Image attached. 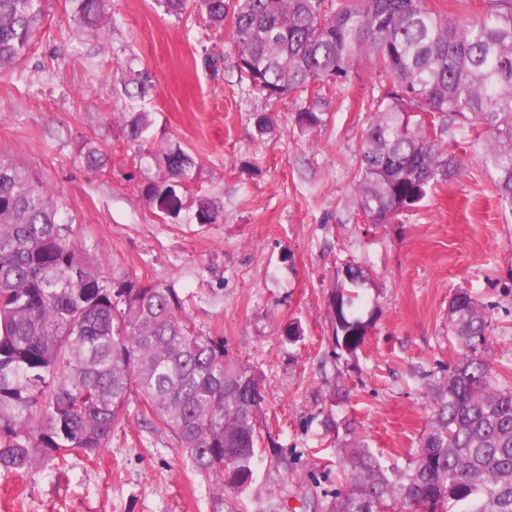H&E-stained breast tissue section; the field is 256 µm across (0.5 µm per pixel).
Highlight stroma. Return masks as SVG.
<instances>
[{
  "mask_svg": "<svg viewBox=\"0 0 512 512\" xmlns=\"http://www.w3.org/2000/svg\"><path fill=\"white\" fill-rule=\"evenodd\" d=\"M134 71L154 84L144 101L149 142L180 143L198 162L175 219L144 198L155 172L112 118ZM377 85L357 61L351 84L328 97L323 126L300 133V104L289 99L257 136L265 101L240 76L229 27L198 11L165 14L156 0H112L104 35L78 32L70 0H46L34 50L0 74V152L64 204L88 257L105 276L174 286L197 328L262 374L258 426L292 470H271L260 450L243 495L248 512L270 496L283 512H315L341 487L325 463L350 430L384 464L404 466L434 413L429 388L458 358L448 338L456 290L485 310L490 354L512 361V212L480 161L475 130L451 126L462 168L417 208L381 230L363 222L353 192ZM88 143L107 154L105 167L86 163ZM203 196L220 204L222 223H195ZM348 262L372 271L357 300L370 329L353 354L334 351L327 313ZM291 321L304 331L296 343L282 334ZM213 510L210 483L136 413L93 457L0 476V512Z\"/></svg>",
  "mask_w": 512,
  "mask_h": 512,
  "instance_id": "1",
  "label": "stroma"
}]
</instances>
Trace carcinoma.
I'll return each mask as SVG.
<instances>
[{
  "label": "carcinoma",
  "mask_w": 512,
  "mask_h": 512,
  "mask_svg": "<svg viewBox=\"0 0 512 512\" xmlns=\"http://www.w3.org/2000/svg\"><path fill=\"white\" fill-rule=\"evenodd\" d=\"M79 28L104 34L111 0H72ZM164 11L229 22L240 73L270 106L313 95L294 115L300 133L324 122L325 92L351 81L366 60L385 81L363 132L355 202L366 223L383 228L416 208L459 159L443 135L456 123L488 134L481 159L512 208V0H486L465 17L428 0H159ZM44 0H0V72L33 49ZM152 87L135 74L127 138L143 142L153 124L137 108ZM158 176L142 187L159 213L177 217L179 190L193 180L194 158L179 145L139 150ZM223 217L198 199L193 219ZM331 291L334 347L349 354L368 323L353 314L345 286L370 271L341 270ZM176 288L129 276H101L72 236L62 205L26 169L0 154V476L64 467L95 456L128 422L130 405L151 416L193 470L224 492L252 483L263 440L257 414L264 380L224 355V341L187 317ZM488 320L465 290L448 303V335L459 359L432 388L435 418L403 468H386L362 442L337 449L345 487L321 512H512V381L498 377L486 352Z\"/></svg>",
  "instance_id": "cac0c4a2"
}]
</instances>
